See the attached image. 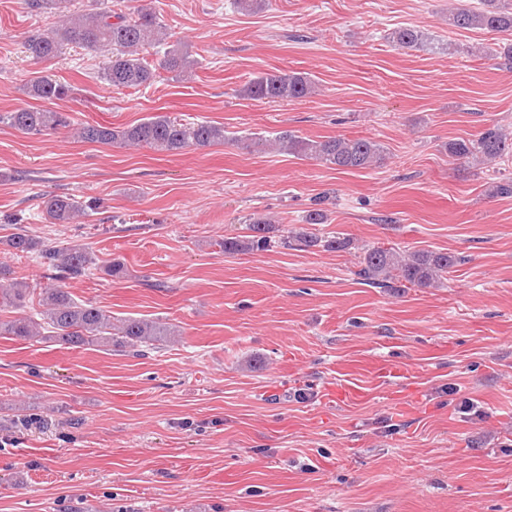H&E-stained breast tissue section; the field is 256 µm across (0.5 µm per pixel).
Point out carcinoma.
I'll use <instances>...</instances> for the list:
<instances>
[{"mask_svg":"<svg viewBox=\"0 0 512 512\" xmlns=\"http://www.w3.org/2000/svg\"><path fill=\"white\" fill-rule=\"evenodd\" d=\"M75 0H26L32 11L53 9L63 16V24L47 33H38L26 42V49L35 60L60 59L72 47L106 52L101 79L113 88H140L151 85L156 69L143 56L149 47L166 44L165 27L156 14L138 11L127 17L112 11L109 0H92L88 8H74ZM477 9L457 8L449 25L459 29H483L492 32L512 31V0H481ZM392 42L402 48L416 49L424 42L421 30L407 27L391 33ZM197 61L181 44L166 48L162 68L183 77L191 72ZM69 89L58 83L53 75L38 71L30 80L29 94L43 100L62 99ZM313 93V83L304 72L256 76L245 83L238 95L270 102L305 98ZM0 123L24 134L40 135L70 126L62 112L39 108H21L0 114ZM78 137L88 143L144 145L157 152H177L187 147H207L226 139L224 126L210 122H187L167 115H155L123 130L99 123H82ZM507 138L497 127L486 129L475 140L459 139L448 142V154L467 164L502 157ZM300 156L311 157L337 170L366 169L382 160L383 146L371 139H349L342 136L327 140L303 139L283 130L267 138L260 133L248 137V146L260 152L271 144ZM82 205L67 195H52L44 202V214L51 224H68L80 214ZM249 234L224 239V252H247L282 248H310L322 245L343 250L350 242L339 236L326 240L312 232L274 236L275 228L262 219H251ZM7 246L17 252H36L57 278L66 280L84 274L91 257L79 245L47 247L21 230L10 236ZM458 257L448 252L415 251L403 254L393 248L373 247L364 252L358 275L372 284L386 288L434 287L446 279L456 266ZM10 271L0 266V308L25 307L30 288L22 282L5 283ZM36 316L0 317V335L23 339L55 340L74 348L84 346L127 348L140 356L144 348L177 335L169 325L146 318H126L115 326L112 315L92 303H79L62 287L45 288L39 300Z\"/></svg>","mask_w":512,"mask_h":512,"instance_id":"carcinoma-1","label":"carcinoma"}]
</instances>
